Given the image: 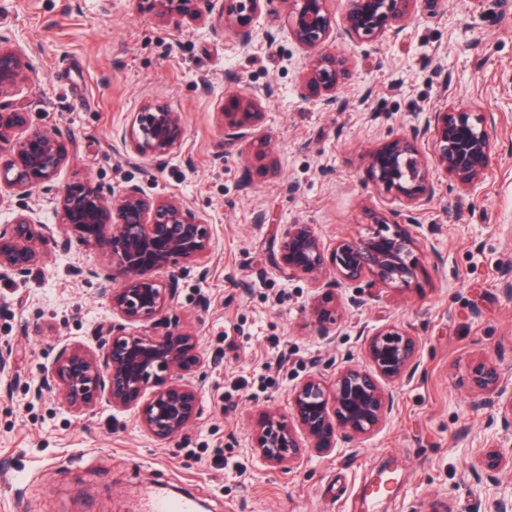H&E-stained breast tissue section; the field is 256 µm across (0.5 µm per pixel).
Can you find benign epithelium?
Returning <instances> with one entry per match:
<instances>
[{
	"label": "benign epithelium",
	"mask_w": 512,
	"mask_h": 512,
	"mask_svg": "<svg viewBox=\"0 0 512 512\" xmlns=\"http://www.w3.org/2000/svg\"><path fill=\"white\" fill-rule=\"evenodd\" d=\"M148 12L165 24L177 16L199 28L210 25L214 0H142ZM223 27L243 46L257 37L274 39L272 29H285L310 50L296 86L303 101L325 106L336 102L352 67L345 56L325 52L338 38L354 44L396 36L411 20L418 0H346L345 22L336 28L328 0H282L286 10L261 31L256 21L269 0H219ZM34 49L0 35V209L11 214L0 226V278L24 280L53 253L67 254L73 244L110 255L112 265L83 271L87 280L118 282L108 296L112 320L92 329L93 344L71 341L61 346L46 368L41 389L72 413L92 411L105 403L116 411L133 410L143 430L167 443L198 424L204 409L202 390L211 362L198 336L174 312L179 278L167 283L152 273L170 267L202 277L213 255L211 225L201 215L170 197L149 196L137 184L116 193L100 183L67 187L54 198L59 224H45L36 209L35 193L52 186L69 160V140L58 128L32 127L31 113L17 98L32 71ZM270 90L224 100V140L247 137L265 118L262 101ZM186 117L163 103H147L120 133L127 157L161 160L183 142ZM431 138L426 149L424 137ZM494 141L481 112L465 105L431 112L421 128L366 155L372 184L398 201L374 216L369 235L343 239L327 250L311 224L286 225L279 246V268L290 277L309 280L320 290L310 316L322 337L336 321V291L364 282L370 288L409 286L420 271V248L403 230L435 194L430 167L440 169L461 187L474 191L493 160ZM421 339L395 326L384 327L364 343L365 364L339 367L331 380L312 374L291 392L290 413L262 412L251 444L267 466L289 470L308 453L329 454L341 439L372 435L390 419L392 387L414 378ZM13 347L0 344V389L13 382ZM502 374L490 360L476 362L471 385L489 395L499 393ZM512 468V452L487 438L474 452L473 469L492 479Z\"/></svg>",
	"instance_id": "benign-epithelium-1"
}]
</instances>
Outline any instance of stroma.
<instances>
[{
    "label": "stroma",
    "mask_w": 512,
    "mask_h": 512,
    "mask_svg": "<svg viewBox=\"0 0 512 512\" xmlns=\"http://www.w3.org/2000/svg\"><path fill=\"white\" fill-rule=\"evenodd\" d=\"M0 32L38 48L23 91L34 127L72 140L56 187L131 182L176 197L208 220L215 245L205 277L180 278L176 306L213 361L204 414L166 444L131 410L68 412L30 372L111 320V282L77 274L108 265L105 253L77 246L26 280L0 279V340L14 347L13 385L0 399V512H135L157 484L184 488L210 512H367L359 488L388 466L402 485L377 512H417L441 495L453 512H472L512 495V470L493 483L470 473L475 448L500 424L468 383L470 367L490 357L502 399L512 398V298L503 292L512 279V0H419L398 36L330 43L353 77L327 109L299 101L308 52L283 31L244 46L219 26L159 24L140 0H0ZM265 87L263 123L250 140L225 142V96ZM147 101L187 117L181 148L162 163L128 161L115 136ZM458 104L483 113L496 141L483 185L469 192L433 171L436 194L409 227L421 274L400 290L339 289L362 302L343 307L325 341L309 315L311 283L276 266L283 225H314L329 247L365 235L392 205L369 181L366 153ZM260 138L276 165L251 155ZM387 325L422 340L387 425L286 472L263 464L251 446L258 414H288L297 383L363 362L366 336ZM228 460L241 471L225 469Z\"/></svg>",
    "instance_id": "1"
}]
</instances>
